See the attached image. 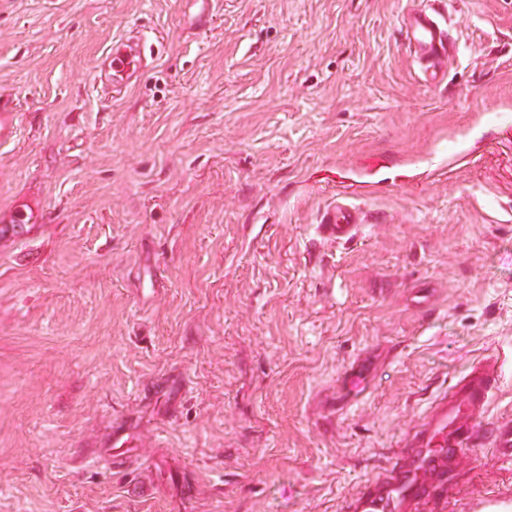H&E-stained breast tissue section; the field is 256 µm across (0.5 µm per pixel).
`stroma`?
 Wrapping results in <instances>:
<instances>
[{"instance_id":"obj_1","label":"stroma","mask_w":512,"mask_h":512,"mask_svg":"<svg viewBox=\"0 0 512 512\" xmlns=\"http://www.w3.org/2000/svg\"><path fill=\"white\" fill-rule=\"evenodd\" d=\"M0 0V512H338L471 366L500 387L445 512L512 499V0ZM166 46L112 101L114 38ZM472 135L475 161L420 179ZM374 184L362 235L318 231ZM121 425L124 448L112 446ZM401 34L413 49L423 81L438 86L448 65V23L443 13L424 4L402 16ZM364 185L342 186L336 191V201L325 209L320 218L319 229L323 236L336 243L355 239L364 224L362 209L354 202V196L366 193ZM490 445L496 457L502 461H512V425H497L490 436Z\"/></svg>"}]
</instances>
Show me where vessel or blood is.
I'll use <instances>...</instances> for the list:
<instances>
[{"label": "vessel or blood", "mask_w": 512, "mask_h": 512, "mask_svg": "<svg viewBox=\"0 0 512 512\" xmlns=\"http://www.w3.org/2000/svg\"><path fill=\"white\" fill-rule=\"evenodd\" d=\"M401 34L413 49L423 81L437 86L448 65V23L445 15L423 5L402 16ZM159 38L129 35L113 41L96 65L98 80L112 95H120L131 77L140 75L149 56L161 53ZM474 152L455 144L440 158L431 159L430 173L453 174L461 161H473ZM364 186L341 187L336 200L325 209L319 229L336 242L355 239L365 221L356 204ZM493 361L475 364L450 394L434 401L424 421L413 431L403 448L389 463L366 480L359 490L343 499L340 512H440L453 487V469L478 439L477 418L488 411L498 388ZM492 451L503 461H512V425H497L490 436Z\"/></svg>", "instance_id": "vessel-or-blood-1"}]
</instances>
